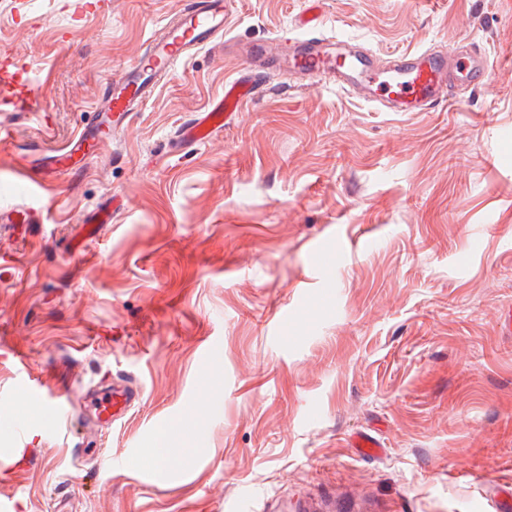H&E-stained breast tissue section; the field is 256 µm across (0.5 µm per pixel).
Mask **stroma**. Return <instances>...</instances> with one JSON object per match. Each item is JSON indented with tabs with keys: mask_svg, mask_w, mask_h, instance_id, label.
I'll return each instance as SVG.
<instances>
[{
	"mask_svg": "<svg viewBox=\"0 0 512 512\" xmlns=\"http://www.w3.org/2000/svg\"><path fill=\"white\" fill-rule=\"evenodd\" d=\"M182 3L0 0V56L32 91L0 109V502L492 512L512 486V0H321L323 32L380 58H487L490 81L455 86L446 110L385 112L273 72L185 147V122L244 67L203 49L90 162L47 174ZM307 7L234 0L228 34H296ZM21 353L72 418L29 393ZM113 377L142 399L106 425L86 396ZM177 425L195 449L156 467ZM358 431L380 458L355 455Z\"/></svg>",
	"mask_w": 512,
	"mask_h": 512,
	"instance_id": "obj_1",
	"label": "stroma"
}]
</instances>
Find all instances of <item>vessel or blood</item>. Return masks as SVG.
Instances as JSON below:
<instances>
[{
  "label": "vessel or blood",
  "mask_w": 512,
  "mask_h": 512,
  "mask_svg": "<svg viewBox=\"0 0 512 512\" xmlns=\"http://www.w3.org/2000/svg\"><path fill=\"white\" fill-rule=\"evenodd\" d=\"M230 8L227 0H192L165 24L136 64L121 70L112 79L104 105L108 119H96L85 126L71 143L62 148L54 166L68 169L78 160L94 156L101 142L115 126L124 124L131 113L153 95L160 78L181 60L211 46L227 31ZM305 33L289 38L293 49L291 72L309 78L327 79L360 99L381 105L390 112H428L448 99V85L454 77L447 52L435 49L400 54L379 64L351 40L319 32L317 13L300 22ZM270 45H254L246 51L247 72L225 85L224 91L206 112L188 121L181 132L191 145L210 136L224 124L227 113L238 111L254 97L259 82L267 74ZM141 397L132 387L113 384L97 398L105 422L117 420ZM359 457L374 459L383 451L382 443L371 435H356L351 441Z\"/></svg>",
  "instance_id": "vessel-or-blood-1"
}]
</instances>
